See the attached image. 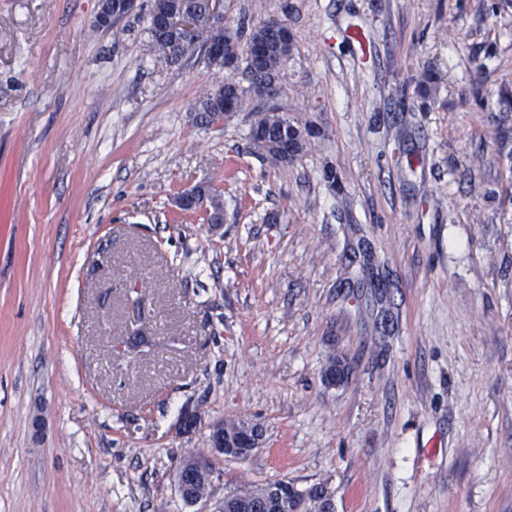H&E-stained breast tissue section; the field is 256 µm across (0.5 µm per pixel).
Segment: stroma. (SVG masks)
Here are the masks:
<instances>
[{"instance_id":"1","label":"stroma","mask_w":512,"mask_h":512,"mask_svg":"<svg viewBox=\"0 0 512 512\" xmlns=\"http://www.w3.org/2000/svg\"><path fill=\"white\" fill-rule=\"evenodd\" d=\"M150 7L0 0V512H220L276 479L512 512V0H222L295 36L270 103L306 145L277 166L250 111L194 123L244 76L166 66ZM201 182L216 233L177 204ZM236 418L262 447L186 505L180 463ZM96 23L102 29L112 28L113 23L133 13L138 7V0H99ZM248 91L240 86L233 79H228L216 87L206 90L194 103L192 111L193 120L201 126L214 125L221 121V118L228 116L224 100L233 99L236 103L234 112H243L248 107ZM221 119L220 121H217ZM217 121V122H216ZM215 122V123H214Z\"/></svg>"}]
</instances>
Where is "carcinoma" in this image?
I'll return each mask as SVG.
<instances>
[{
    "label": "carcinoma",
    "mask_w": 512,
    "mask_h": 512,
    "mask_svg": "<svg viewBox=\"0 0 512 512\" xmlns=\"http://www.w3.org/2000/svg\"><path fill=\"white\" fill-rule=\"evenodd\" d=\"M166 5L190 13L197 22L198 36L194 40L173 39L172 54L163 56L168 65H175L182 58L201 50V46L208 40L224 42V64L237 69L239 63H245L243 72L248 76L250 87H256L264 82L275 80L276 73L283 59L294 49L292 37H283L266 32L255 26L251 28L249 40L259 41L263 44V51L257 58L243 57L238 53L240 37L238 32L229 27L220 30L214 28L211 22L208 0H168ZM232 99L236 103V111L243 112L248 107L247 91L232 79L206 90L193 105V120L201 126H208L217 120L228 116L224 109V101ZM249 137L252 141L263 142L262 149L274 163H286L284 152L280 146L291 142L294 153L303 149L304 137L301 131L291 127L288 121L278 113L276 108H268L257 112V117L250 126ZM199 198L207 200V207L214 212L224 211V200L221 194L206 185L198 187Z\"/></svg>",
    "instance_id": "cac0c4a2"
}]
</instances>
